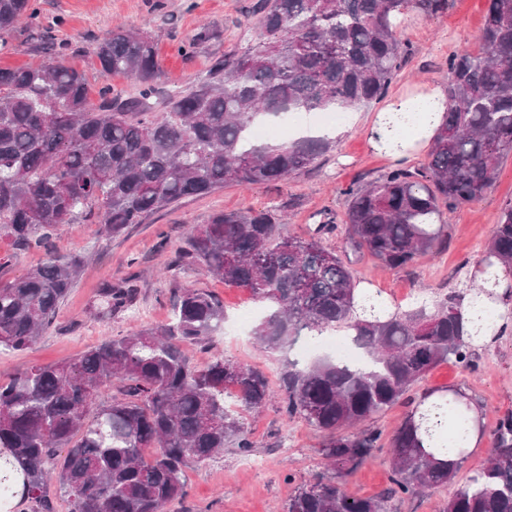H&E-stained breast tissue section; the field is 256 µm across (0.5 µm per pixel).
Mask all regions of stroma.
Listing matches in <instances>:
<instances>
[{"instance_id":"stroma-1","label":"stroma","mask_w":512,"mask_h":512,"mask_svg":"<svg viewBox=\"0 0 512 512\" xmlns=\"http://www.w3.org/2000/svg\"><path fill=\"white\" fill-rule=\"evenodd\" d=\"M38 21L20 20L6 34L8 51L0 52V69L35 67L61 57L84 71L89 97L98 100L103 85L121 99L134 97L137 82L125 75L101 77L95 46L112 26L124 23L142 29L153 38L163 71L151 103L161 113L168 94L193 87L214 62L257 42L260 34L254 13L257 0H35ZM487 0H448L443 12L427 17L413 14L398 23L411 54L390 85L398 93L419 83L445 84L448 57L460 47L479 48ZM210 33L194 53L180 47L199 31ZM379 104L348 112L336 127V141L308 169L270 184L242 188L227 185L202 197H187L148 215L143 223L110 236L98 219L89 218L64 227L50 238L16 246L0 239V280L22 276L44 263L49 255H88L89 261L64 303L54 325L28 349L0 355V379L34 364L68 360L105 338L126 334L133 328L163 324L170 315L173 294L180 288L206 290L224 303L228 317L255 307L246 291L225 286L200 267H177L173 260L190 233L225 211L250 212L278 207L288 219L281 226L285 236L306 237L324 220L336 229L323 238L325 246L339 245L347 201L341 190L372 181L394 162L371 145L366 129ZM512 199V154L502 158L493 188L479 202L446 217L447 245L402 269L385 266L366 254H349L347 261L355 283L381 290L392 304L405 295L415 303L434 305L449 291L465 283L463 267L480 259L499 222L501 209ZM126 282L137 290L135 304L106 318L92 314L97 295L108 284ZM191 361L199 366L223 356L262 370L271 388L293 355L291 349L263 352L250 331H220L210 347L186 346ZM479 367L469 372L444 363L431 370L410 391L407 401L377 415L373 423L392 433L411 411L420 394L449 386L472 393L485 409L487 425L512 412V335L499 338L490 348L478 350ZM245 425L257 441L252 457L258 466L244 468V458L228 448L220 455L191 462L185 471L189 496L167 507V512H285L295 486L310 481L323 470L318 448L319 430L305 421H287L279 402L257 414H245ZM389 467L383 457L360 465L347 478V493L372 495L389 484Z\"/></svg>"}]
</instances>
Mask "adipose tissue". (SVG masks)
<instances>
[{"mask_svg": "<svg viewBox=\"0 0 512 512\" xmlns=\"http://www.w3.org/2000/svg\"><path fill=\"white\" fill-rule=\"evenodd\" d=\"M447 107L446 91L439 85H425L416 92L394 96L376 113L368 129L369 138L377 150L394 160L405 159L430 146ZM469 277L483 285L487 293L468 296L464 301L465 321H475L476 311L482 307L494 313L493 319L473 337V345L491 343L500 333H512V270L498 262L489 267L477 262L471 265ZM451 398L460 404L468 418L465 451L481 448L486 433L484 408L463 389L428 391L420 396L413 409V419L421 425L423 447L430 451L442 447L448 436V417L442 405Z\"/></svg>", "mask_w": 512, "mask_h": 512, "instance_id": "adipose-tissue-1", "label": "adipose tissue"}]
</instances>
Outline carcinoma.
I'll return each instance as SVG.
<instances>
[{"instance_id": "1", "label": "carcinoma", "mask_w": 512, "mask_h": 512, "mask_svg": "<svg viewBox=\"0 0 512 512\" xmlns=\"http://www.w3.org/2000/svg\"><path fill=\"white\" fill-rule=\"evenodd\" d=\"M448 0H259V41L217 59L194 87L171 96L158 117L147 106L161 71L148 33L116 26L98 43L103 75L123 73L139 98L120 102L105 86L92 103L85 75L60 61L0 70V238L20 245L47 238L98 206L114 236L151 212L228 184L284 180L330 149L327 136L255 142L254 125L294 112H348L381 100L410 53L396 15L433 16ZM31 0H0V33ZM448 108L425 166L397 164L347 197L340 249L280 233L281 212L226 211L186 240L179 261L266 303L256 343L277 350L303 331L343 332L366 361L324 355L288 362L279 396L286 420L323 433L325 472L295 488L287 512H396L395 501L451 486L444 512H512V413L491 432L488 460L464 483L421 448L408 415L383 441L367 426L428 372L453 362L477 369L461 315L465 292L434 310H398L386 321L353 317V274L343 255L368 254L402 268L438 253L445 212L480 201L500 159L512 153V0H487L480 48L448 57ZM512 265V200L502 208L485 255ZM84 266V256L52 257L0 281V347L21 351L50 329ZM128 284L100 292L97 315L128 308ZM224 303L195 288L175 293L167 324L112 336L80 356L34 365L0 381V448L23 467L35 512H53L45 486L55 478L70 512H164L188 496L185 468L228 446L243 456L257 442L242 413L258 412L274 391L264 373L223 357L193 365L184 345L207 347L224 323ZM113 383L119 395L96 403ZM95 412H90V409ZM454 438L464 415L448 405ZM388 448L390 486L347 493L360 465ZM154 448L145 462L140 449Z\"/></svg>"}]
</instances>
